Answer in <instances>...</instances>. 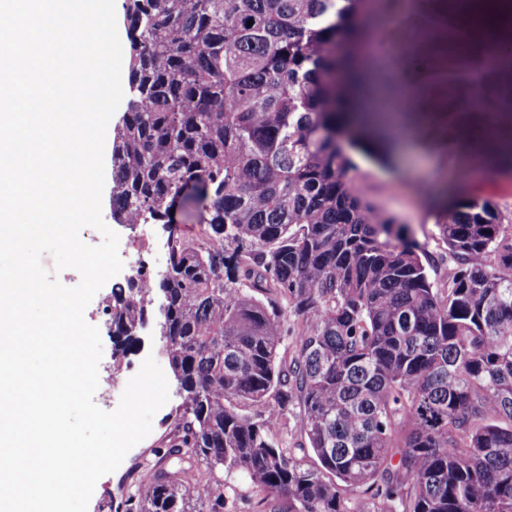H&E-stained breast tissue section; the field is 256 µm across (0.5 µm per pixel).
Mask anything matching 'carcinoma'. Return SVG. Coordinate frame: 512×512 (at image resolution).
<instances>
[{"label":"carcinoma","instance_id":"carcinoma-1","mask_svg":"<svg viewBox=\"0 0 512 512\" xmlns=\"http://www.w3.org/2000/svg\"><path fill=\"white\" fill-rule=\"evenodd\" d=\"M362 2L124 0L112 217L208 212L154 288L112 292L122 351L159 295L183 397L176 463L128 512H224V472L256 512H351L347 491L358 512H512V221L455 203L438 225L454 268L433 280L424 247L353 193L345 106L377 28ZM431 28L471 37L446 12ZM489 63L512 70V36ZM482 109L508 138L512 83Z\"/></svg>","mask_w":512,"mask_h":512}]
</instances>
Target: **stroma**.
Here are the masks:
<instances>
[{
    "instance_id": "obj_1",
    "label": "stroma",
    "mask_w": 512,
    "mask_h": 512,
    "mask_svg": "<svg viewBox=\"0 0 512 512\" xmlns=\"http://www.w3.org/2000/svg\"><path fill=\"white\" fill-rule=\"evenodd\" d=\"M438 131L434 125H425L422 133L415 136V160L419 169H433L445 175L451 196L478 194L490 198L506 216L512 217V172H495L494 160H487L483 179L473 177L474 163L466 150L455 152L436 149ZM353 164L350 173L352 188L364 202L370 204L376 214L393 217L396 223L407 225L411 236L424 244L435 264L430 269L432 278L443 279L448 269L437 259L446 246L439 236L437 213L426 202L428 186L421 180L404 176L397 163L388 159L383 147L373 152L359 148L347 151ZM119 236V256L128 259L130 253L150 247L158 253H166L168 233L164 225L113 224ZM127 272H120L110 279L95 295L85 310V319L98 327L103 344L99 364V379L104 386L95 393L96 404L107 411L114 410L126 387L128 376L138 371L147 356H154L159 365H166L162 342L158 332L159 312H152L147 324L139 329V343L130 351H116L111 329L103 317V311L112 300V290L125 285ZM182 399L177 391H170L168 402L152 419V431L133 447L114 472L103 476L97 483L90 500L88 512H113L114 502H127L137 494L153 473L174 434L180 416Z\"/></svg>"
}]
</instances>
